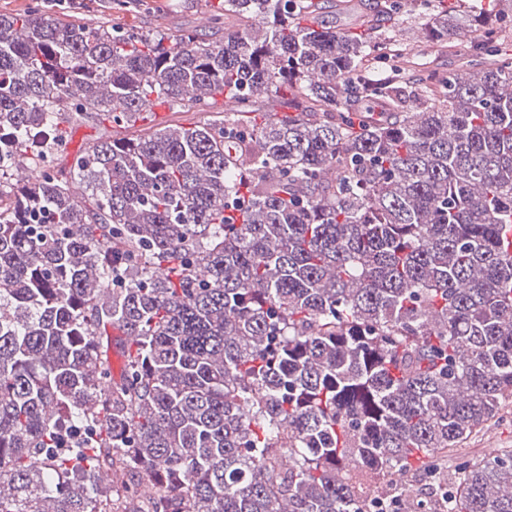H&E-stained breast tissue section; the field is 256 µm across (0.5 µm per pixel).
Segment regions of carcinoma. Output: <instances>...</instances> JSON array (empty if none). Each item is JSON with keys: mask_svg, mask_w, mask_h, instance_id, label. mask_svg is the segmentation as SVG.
Listing matches in <instances>:
<instances>
[{"mask_svg": "<svg viewBox=\"0 0 512 512\" xmlns=\"http://www.w3.org/2000/svg\"><path fill=\"white\" fill-rule=\"evenodd\" d=\"M315 0H222L179 34L0 14V512H512V61L421 81ZM238 25L224 28V19ZM232 121L99 141L160 104ZM389 113L346 121L352 95ZM233 213L235 223L225 222ZM131 337L112 381L102 339ZM118 476L104 492L95 471ZM212 112H177L164 108L161 112H151L152 116L146 120L137 119L133 125L118 127L108 121L99 119L94 113H89L86 120L75 122L70 128V139L64 148L53 157L55 169L63 171L69 175L72 157L78 151L85 149L89 144L108 138L134 137L148 131L149 127L156 129L162 127L190 126L203 122L207 118L217 115L214 112L224 111L222 99L217 101ZM152 119V120H150ZM471 448L470 456L474 460L499 448H512V415L500 422L488 423L487 427L468 445Z\"/></svg>", "mask_w": 512, "mask_h": 512, "instance_id": "carcinoma-1", "label": "carcinoma"}]
</instances>
